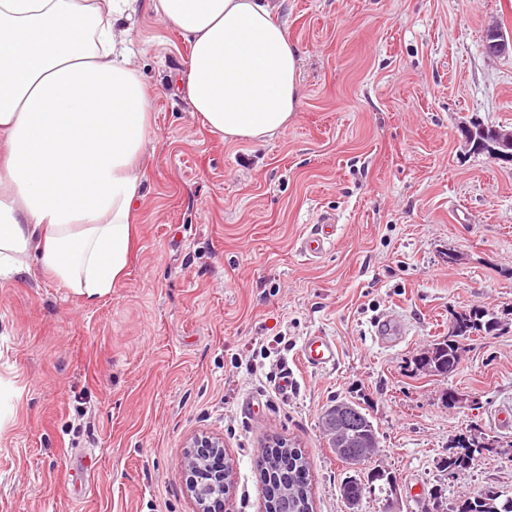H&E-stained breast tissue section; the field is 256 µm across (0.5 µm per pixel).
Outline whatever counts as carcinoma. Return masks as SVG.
Here are the masks:
<instances>
[{"mask_svg":"<svg viewBox=\"0 0 512 512\" xmlns=\"http://www.w3.org/2000/svg\"><path fill=\"white\" fill-rule=\"evenodd\" d=\"M498 320L489 312L480 308H471L455 314L448 336L431 344L417 358V367L433 376H442L454 371L460 361L461 343L472 336L489 335L497 330ZM322 430L328 448L336 458L350 463L353 455L361 453L371 456L379 445L378 431L367 413H361V426L349 435L346 446L335 438L328 414L321 418ZM489 450L484 438L470 435L467 439H458L454 450L448 452L445 469L454 472L466 468L475 455ZM261 463L273 474V484L279 486L278 496L274 499L276 512H281L283 502H288V512H305L303 493L306 489L297 484L295 473L291 469L307 466L302 451L295 453L284 447L270 449L262 455ZM346 503L364 496V487L360 480L345 481L340 488ZM455 512H512V496L488 488L473 494H464L456 503Z\"/></svg>","mask_w":512,"mask_h":512,"instance_id":"1","label":"carcinoma"}]
</instances>
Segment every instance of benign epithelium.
Segmentation results:
<instances>
[{"instance_id":"7a95c632","label":"benign epithelium","mask_w":512,"mask_h":512,"mask_svg":"<svg viewBox=\"0 0 512 512\" xmlns=\"http://www.w3.org/2000/svg\"><path fill=\"white\" fill-rule=\"evenodd\" d=\"M487 47L494 54L512 49V36L506 37L495 24L487 29ZM498 158H512V129H497L487 144ZM181 472L187 493L196 503V512H224L233 488L232 469L224 464V439L208 432L193 436L186 444Z\"/></svg>"}]
</instances>
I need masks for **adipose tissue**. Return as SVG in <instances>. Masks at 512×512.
<instances>
[{
  "label": "adipose tissue",
  "mask_w": 512,
  "mask_h": 512,
  "mask_svg": "<svg viewBox=\"0 0 512 512\" xmlns=\"http://www.w3.org/2000/svg\"><path fill=\"white\" fill-rule=\"evenodd\" d=\"M139 0H0V277L45 274L95 303L123 276L144 191L150 92L117 45ZM191 55L175 82L204 127L258 141L302 98L267 0H152Z\"/></svg>",
  "instance_id": "obj_1"
}]
</instances>
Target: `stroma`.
I'll list each match as a JSON object with an SVG mask.
<instances>
[{
    "mask_svg": "<svg viewBox=\"0 0 512 512\" xmlns=\"http://www.w3.org/2000/svg\"><path fill=\"white\" fill-rule=\"evenodd\" d=\"M301 57L302 99L263 141L210 133L172 88L191 46L138 10L131 65L152 89V127L122 279L95 304L40 270L0 279V512H195L186 440L224 438L227 512H265L262 448L309 462L313 512H385L373 470L397 479L399 512H449L491 487L512 495V161L465 149L459 126L512 128V0H270ZM334 246L299 252L321 215ZM493 313L456 371L415 359L453 315ZM388 311L407 337L378 346ZM334 340V367H304L306 336ZM293 389L280 394L281 374ZM458 400L447 404L444 394ZM371 417L379 451L351 466L319 418L336 400ZM492 448L447 476L462 435Z\"/></svg>",
    "mask_w": 512,
    "mask_h": 512,
    "instance_id": "1",
    "label": "stroma"
}]
</instances>
